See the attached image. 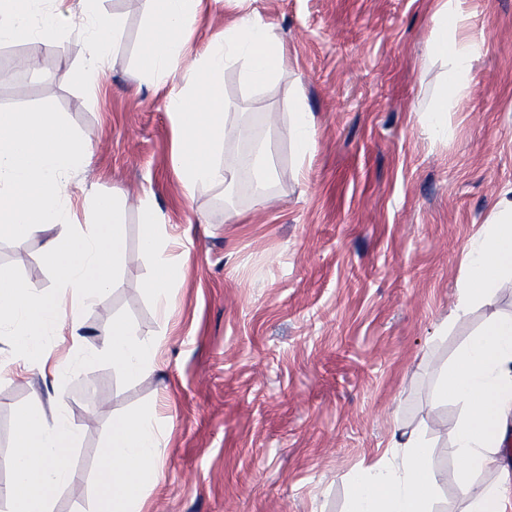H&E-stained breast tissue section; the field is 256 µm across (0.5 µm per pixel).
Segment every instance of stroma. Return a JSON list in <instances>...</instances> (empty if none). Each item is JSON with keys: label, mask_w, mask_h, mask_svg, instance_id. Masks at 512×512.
Here are the masks:
<instances>
[{"label": "stroma", "mask_w": 512, "mask_h": 512, "mask_svg": "<svg viewBox=\"0 0 512 512\" xmlns=\"http://www.w3.org/2000/svg\"><path fill=\"white\" fill-rule=\"evenodd\" d=\"M437 0H209L188 41L202 51L241 11L281 39L288 67L262 87L241 64L218 78L230 126L216 165L263 150L267 177L199 185L185 197L173 164L171 84L142 70L146 0H97L118 21L94 83L70 52L15 69L22 41L0 43V110L58 113L90 146L62 201L74 223L95 196L126 202L121 281L87 308L79 339L44 337L45 370H23L0 335V483L10 478L19 415L65 410L80 428L81 480L54 512H96V465L115 417L154 418L165 445L143 512H348V483L387 453L394 432L419 429L436 476L433 512H464L450 452L464 410L436 388L487 318L512 313L503 292L454 316L465 246L512 189V0H466L480 43L448 126L427 118L449 61L430 54ZM315 121L299 159L288 140L295 104ZM160 211L181 282L166 318L147 290L139 200ZM45 237H0V270L53 295ZM122 319L157 338L154 366L129 379L101 355Z\"/></svg>", "instance_id": "1"}]
</instances>
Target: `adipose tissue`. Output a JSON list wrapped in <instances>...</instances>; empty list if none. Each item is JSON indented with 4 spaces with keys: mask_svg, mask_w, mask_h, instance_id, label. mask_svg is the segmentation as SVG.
<instances>
[{
    "mask_svg": "<svg viewBox=\"0 0 512 512\" xmlns=\"http://www.w3.org/2000/svg\"><path fill=\"white\" fill-rule=\"evenodd\" d=\"M463 0H440L433 17L429 51L449 57L446 85L463 92L479 42L465 34ZM34 0H0V43L22 40L30 52L24 59L36 69L41 56L62 51L56 16H37ZM149 24L141 37L144 69L165 79L181 70L180 35L188 34L203 0H148ZM242 63L246 81L262 86L287 65L285 49L259 15L244 14L225 23L209 48L190 64L196 82L172 87L169 117L178 140L174 167L185 196L202 184L238 179L240 162L218 168L212 159L227 134L228 114L217 78L234 63ZM90 160L89 145L70 131L57 113H0V236L24 238L46 234L44 261L55 271L56 295L37 297L12 274L0 272V334L13 336L19 360L40 366V339L64 324H78L83 309L100 293L116 287L123 254L125 211L113 199L92 202L86 224L62 221L61 199L73 172ZM149 230L141 239L143 252L156 270L148 288L160 306L173 301L180 281L178 268L165 256L164 223L150 200L139 206ZM465 267L457 310L470 308L512 288V194L502 193L490 217L465 248ZM154 340L139 338L124 320L112 323L103 351L124 375L137 377L153 364ZM440 397H452L465 409L455 430L453 452L461 464L465 512H512V474L473 489L472 475L481 472L501 447L512 424V314H495L449 367L439 387ZM80 430L66 415L46 418L33 407L18 419L13 453L8 461L11 481L0 487V499L11 512H53V501L66 485L78 480L70 458ZM404 453L394 462L369 470L349 484L350 512H430L435 476L429 464L423 431H410L400 443ZM164 445L151 417L132 415L112 426L109 451L96 478L101 512H142L144 488L152 482Z\"/></svg>",
    "mask_w": 512,
    "mask_h": 512,
    "instance_id": "1",
    "label": "adipose tissue"
}]
</instances>
